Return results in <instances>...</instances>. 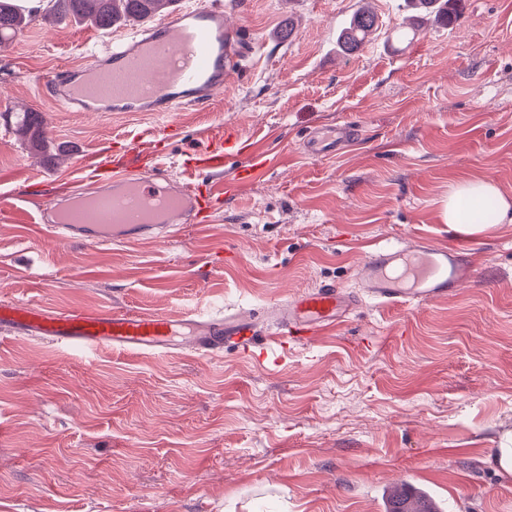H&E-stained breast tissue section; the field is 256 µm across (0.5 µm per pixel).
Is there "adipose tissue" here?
Returning <instances> with one entry per match:
<instances>
[{"label":"adipose tissue","mask_w":512,"mask_h":512,"mask_svg":"<svg viewBox=\"0 0 512 512\" xmlns=\"http://www.w3.org/2000/svg\"><path fill=\"white\" fill-rule=\"evenodd\" d=\"M445 222L459 235L483 234L512 223V201L489 179L462 178L448 192Z\"/></svg>","instance_id":"1"}]
</instances>
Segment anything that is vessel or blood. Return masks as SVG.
<instances>
[{"instance_id": "vessel-or-blood-1", "label": "vessel or blood", "mask_w": 512, "mask_h": 512, "mask_svg": "<svg viewBox=\"0 0 512 512\" xmlns=\"http://www.w3.org/2000/svg\"><path fill=\"white\" fill-rule=\"evenodd\" d=\"M225 0L173 6L163 20L126 27L102 37L86 66L47 85L63 106L78 112H168L221 93L225 78L243 52L228 26ZM356 131L330 126L307 141L312 155L335 153ZM70 202L40 208L42 223L63 238L96 244L135 243L168 236L174 223L196 222L206 204L194 180L170 182L156 173L95 161L81 167ZM472 274L452 245L421 238L409 245L374 246L358 274L362 290L378 305L403 306L448 296ZM357 305L355 295L333 284L290 296L268 307L266 322L249 311L220 315L197 312L178 320L161 314L45 308L17 300L0 303V329L38 337L66 348H103L168 353L174 350L213 357L231 349L263 359L259 345L265 324L279 331L281 348L316 338L344 322Z\"/></svg>"}]
</instances>
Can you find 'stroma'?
<instances>
[{
  "label": "stroma",
  "instance_id": "1",
  "mask_svg": "<svg viewBox=\"0 0 512 512\" xmlns=\"http://www.w3.org/2000/svg\"><path fill=\"white\" fill-rule=\"evenodd\" d=\"M248 55L224 93L177 112H70L42 90L83 66L96 27L41 19L0 50V302L134 315L256 311L325 282L358 292L371 245L459 243L472 279L448 297L382 308L270 363L0 337V512H386L401 482L450 512H512V475L487 461L512 430V223L449 231L448 188L466 176L512 199V0H464L451 27L405 50L387 37L401 0H371L379 35L335 43L361 0H235ZM289 38H281L283 28ZM38 113L41 151L15 131ZM351 123L336 155L306 134ZM165 175L209 142L239 154L198 171L202 227L136 246L59 242L34 201L71 187L76 165L136 147ZM255 177L236 183L241 162Z\"/></svg>",
  "mask_w": 512,
  "mask_h": 512
}]
</instances>
